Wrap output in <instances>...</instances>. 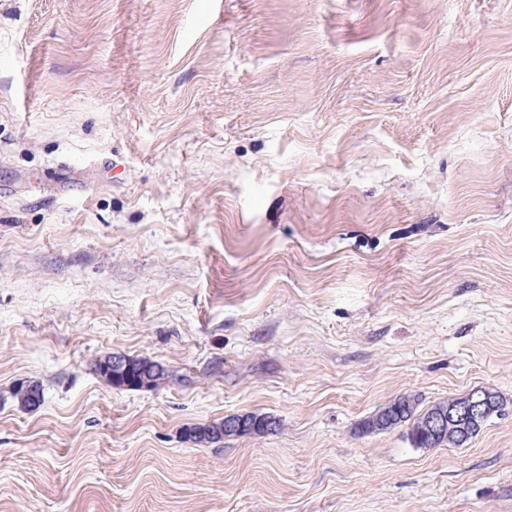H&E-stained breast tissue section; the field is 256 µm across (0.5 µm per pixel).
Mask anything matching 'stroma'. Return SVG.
I'll return each instance as SVG.
<instances>
[{
    "instance_id": "stroma-1",
    "label": "stroma",
    "mask_w": 512,
    "mask_h": 512,
    "mask_svg": "<svg viewBox=\"0 0 512 512\" xmlns=\"http://www.w3.org/2000/svg\"><path fill=\"white\" fill-rule=\"evenodd\" d=\"M0 512H512V0H0ZM123 356L129 363L128 368L124 372L112 373V368L109 365L104 364L105 358H99L94 361V371L111 386L126 390L142 389V372L147 366L158 367V370L154 368L152 374L149 376L151 381L147 388H157L169 377L167 369L163 368L159 363L152 362L144 358H135L126 355ZM477 393H487L491 395L493 399L492 408L488 409L491 403L489 398L469 401L461 409L448 408L464 403L470 395ZM420 401L419 396L414 394L399 396L363 421L360 424L361 431L363 433L384 431L409 422V424H411L410 439L416 448H437L448 445L461 448L466 446L478 435L493 416H498L496 415L497 413L501 414L503 404L506 405L504 399L497 392L474 389L460 397L436 402L422 412L417 410ZM487 409L488 412L485 414L481 426L473 428L472 430L467 427V432L457 430L448 431V429H445L440 433L431 432L429 428L431 420L440 412L448 414V417L443 415L435 417L434 426L436 428H442L443 426L447 428L449 424L463 423L461 421L463 419H467L466 423L477 422ZM237 416L235 418H224V421L220 422H214L209 424H203V425H194L186 430V436L188 439L193 440L195 442H216L224 439V437H239V436H245V435H261L266 433H272L274 432L277 427L279 426L278 421L271 418L273 420V424H270V417L261 415V414H255V413H246L244 415H231L228 417ZM241 418H244L245 420L239 426V422ZM235 420L237 422V426L231 429L228 432L224 431V436H220L217 434V428L221 426L224 428V423L227 421H233Z\"/></svg>"
}]
</instances>
